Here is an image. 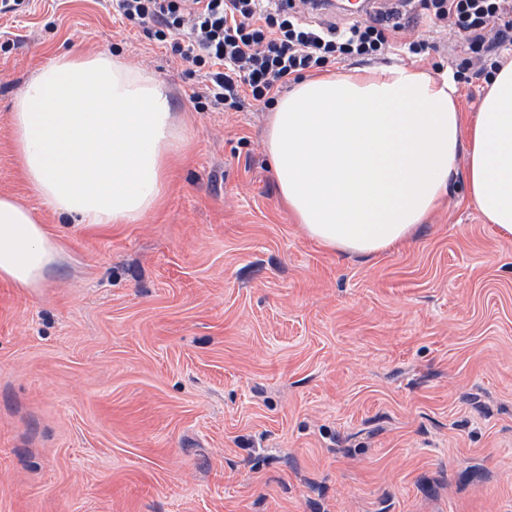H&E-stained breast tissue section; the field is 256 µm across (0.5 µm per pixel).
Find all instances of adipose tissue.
<instances>
[{
  "label": "adipose tissue",
  "mask_w": 512,
  "mask_h": 512,
  "mask_svg": "<svg viewBox=\"0 0 512 512\" xmlns=\"http://www.w3.org/2000/svg\"><path fill=\"white\" fill-rule=\"evenodd\" d=\"M14 150L33 190L77 224H132L159 204L187 141L155 75L107 51L40 68L17 94ZM279 197L307 236L341 254L405 242L465 165L470 201L512 237V59L466 118L452 76L414 65L325 71L298 80L270 115ZM64 246L40 216L0 195V280L43 287Z\"/></svg>",
  "instance_id": "1"
}]
</instances>
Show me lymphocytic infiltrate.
<instances>
[{"instance_id": "f902f5d3", "label": "lymphocytic infiltrate", "mask_w": 512, "mask_h": 512, "mask_svg": "<svg viewBox=\"0 0 512 512\" xmlns=\"http://www.w3.org/2000/svg\"><path fill=\"white\" fill-rule=\"evenodd\" d=\"M441 39L463 50H512V0H422ZM413 0H383L346 26L320 19L318 0H114L122 23L142 30L173 56L201 70L199 109L269 106L305 73L398 50L429 52L409 38Z\"/></svg>"}]
</instances>
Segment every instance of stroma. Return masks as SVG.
<instances>
[{"instance_id":"1","label":"stroma","mask_w":512,"mask_h":512,"mask_svg":"<svg viewBox=\"0 0 512 512\" xmlns=\"http://www.w3.org/2000/svg\"><path fill=\"white\" fill-rule=\"evenodd\" d=\"M75 50L158 75L187 129L138 223L57 224L21 174L14 98ZM202 85L111 0L0 14V194L65 243L44 287L0 281V512H512V240L465 172L408 243L334 253L279 202L267 111Z\"/></svg>"}]
</instances>
